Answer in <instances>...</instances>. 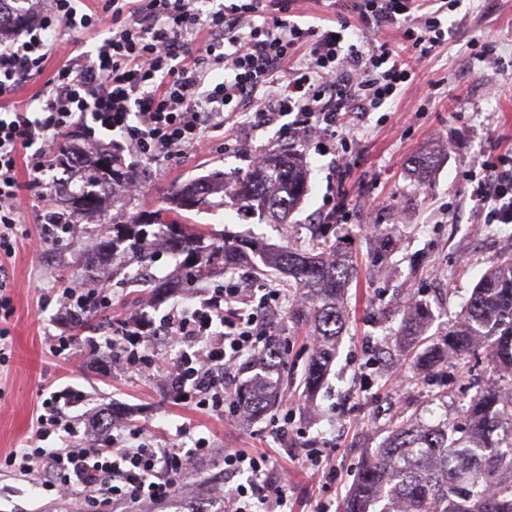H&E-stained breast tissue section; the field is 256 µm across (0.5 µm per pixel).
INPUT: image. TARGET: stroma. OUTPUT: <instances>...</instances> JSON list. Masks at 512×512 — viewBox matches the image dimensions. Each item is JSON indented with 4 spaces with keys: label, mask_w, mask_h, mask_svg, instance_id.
<instances>
[{
    "label": "stroma",
    "mask_w": 512,
    "mask_h": 512,
    "mask_svg": "<svg viewBox=\"0 0 512 512\" xmlns=\"http://www.w3.org/2000/svg\"><path fill=\"white\" fill-rule=\"evenodd\" d=\"M448 24L447 42L418 63L412 86L364 120L345 156V175L336 174L333 155H319L313 143L297 142L275 126L213 131L189 155L140 163L135 195L140 209L150 212L167 207L175 186L219 172L248 173L254 151L297 153L310 190L287 223L271 224L229 207L185 214L187 223L254 237L272 248L311 249L314 225L328 210L329 198L344 197L350 216L330 236L354 268L344 296L347 324L339 352L320 388L306 394L299 383L313 350L308 333L287 310L275 314L276 334L287 348L281 374L289 385L263 417L230 427L221 413L175 403L163 369L179 349L161 337H145L139 347L151 360L149 373H129L114 363L106 341L131 312L157 321L195 304L191 292L172 291L157 302L147 288L125 282L126 273L141 268L149 277L171 278L173 260L144 267L127 255L100 268L112 297L106 319L92 333L63 321L58 287L65 275L77 274L93 249L104 214H85L74 237L46 243L39 222L45 203L23 192V234L14 254L0 258L13 306L10 359L0 365V458L30 445L46 386L71 384L87 394L71 415L80 420L113 407L121 417L118 439L140 429L155 444L179 439L190 447L204 438L217 447V454L188 463L168 512H223L226 448L267 455L270 473L291 486L290 512H314L320 502L343 503L368 450L403 419L415 416L429 424L453 419L478 388L495 382L482 349L465 368L448 369V394L437 396L433 374L401 351L396 336L406 305L416 302L432 313L427 335L441 337L483 274L512 253V224L489 235L467 179L483 160L512 152V0H460ZM477 42L492 48V61L475 59ZM432 83L436 91L422 100L421 89ZM426 155L432 162L420 179L413 161ZM61 336L70 347L59 355L52 346ZM284 415L288 433L281 436L272 421ZM314 444L329 451L334 479L325 487L310 478L303 463L304 448ZM43 480L39 472L0 474V512H64L65 502L45 492Z\"/></svg>",
    "instance_id": "stroma-1"
}]
</instances>
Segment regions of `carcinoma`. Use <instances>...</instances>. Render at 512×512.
<instances>
[{"instance_id": "cac0c4a2", "label": "carcinoma", "mask_w": 512, "mask_h": 512, "mask_svg": "<svg viewBox=\"0 0 512 512\" xmlns=\"http://www.w3.org/2000/svg\"><path fill=\"white\" fill-rule=\"evenodd\" d=\"M23 3L0 0V34L27 20ZM55 163L85 172L79 190L69 192L70 204L79 212L102 208L103 194L97 191L101 186L133 188L139 183L135 165L124 164L109 150L99 151L87 165L61 150ZM186 193L196 195L199 207L218 194L220 206L229 200L262 212L272 224H283L307 195L308 184L295 156L271 153L256 171L228 180L220 176L189 181L172 192V200ZM155 214L163 219L149 221L146 213L130 212L123 224L101 225L97 250L114 257L134 254L150 263L153 248L160 245L184 272L177 288H192L204 273L225 271L241 261L287 275L288 295L298 297L288 313L318 338L301 380L306 391L316 390L336 359L345 331L341 301L353 276L349 260L325 242L311 252L290 245L269 251L254 240L191 230L174 209ZM430 319V310L415 304L398 330L405 346H424L419 357L424 368L468 357L476 341L485 337L499 381L512 386V254L478 282L441 339L427 346L422 328ZM285 355L277 339L264 347L261 359L266 369L276 370ZM276 398L277 381L256 374L234 393L244 414L255 417L271 409ZM341 512H512V398L499 386L481 388L459 421L428 425L411 419L399 424L366 456Z\"/></svg>"}]
</instances>
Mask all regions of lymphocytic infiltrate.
I'll list each match as a JSON object with an SVG mask.
<instances>
[{
  "instance_id": "lymphocytic-infiltrate-1",
  "label": "lymphocytic infiltrate",
  "mask_w": 512,
  "mask_h": 512,
  "mask_svg": "<svg viewBox=\"0 0 512 512\" xmlns=\"http://www.w3.org/2000/svg\"><path fill=\"white\" fill-rule=\"evenodd\" d=\"M49 0L35 26L0 48V97L41 72L54 48L58 26L105 28L90 51L66 57L32 100L0 111V254L15 251L19 235L17 200L22 187L60 195L63 185L47 180L60 146L72 156L87 154L85 142L61 143L72 127L120 132L121 149L145 160L175 158L196 149L210 129L250 116L261 130L287 122L309 132L325 153L350 148L354 129L340 130L342 113L362 116L381 108L414 74L390 47L395 32L419 57L428 56L448 34L456 0H356L370 40L350 37L351 23L319 28L296 21L301 0ZM222 80H211L213 71ZM28 151V181L17 176L21 151ZM472 189L483 221L512 224V154L483 165ZM199 303L160 320L176 339L179 355L166 385L175 400L223 411L240 359L255 353L272 334L265 313L282 303L277 288L241 282L207 288ZM84 398L67 385L50 393L37 418L36 445L10 452L14 474H46L44 488L73 495L72 512H100L116 504L148 503L166 512L187 462L212 453L206 439L191 448L79 443L78 421L66 411ZM64 432V446L40 442ZM267 456L225 449L224 473L237 484L224 496V512H288L289 487L270 478Z\"/></svg>"
}]
</instances>
